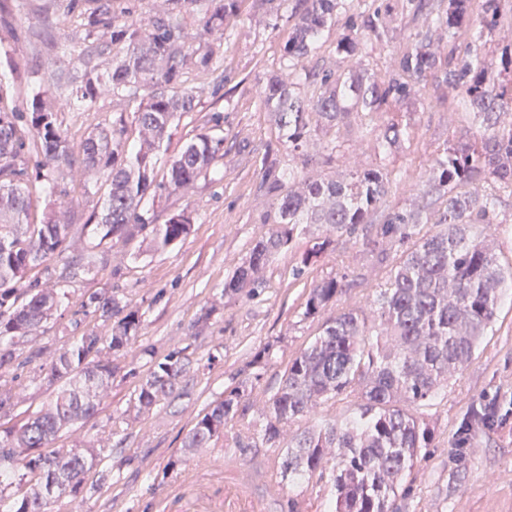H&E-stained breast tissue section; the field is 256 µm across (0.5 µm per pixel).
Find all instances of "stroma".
Here are the masks:
<instances>
[{"instance_id":"35a3bbf8","label":"stroma","mask_w":512,"mask_h":512,"mask_svg":"<svg viewBox=\"0 0 512 512\" xmlns=\"http://www.w3.org/2000/svg\"><path fill=\"white\" fill-rule=\"evenodd\" d=\"M390 31L387 38L361 41L362 63L378 81L395 75V58L409 49L423 17L412 16L407 0H378ZM98 0H0V111L29 112L30 92L43 88L47 105L71 148L92 132L111 127L113 119L131 117L133 105L113 93L106 76L116 52L112 29L100 27L82 57L66 49L81 42L83 24ZM289 8L256 9L239 0L237 11L221 29H207L198 5L183 10L180 22L192 48L213 50L208 70L188 67L184 86L196 93L194 111L181 115L162 145L157 175H165L176 157L198 134L223 137L224 154L205 175L185 190L156 204V221L186 211L190 234L176 245L154 250L135 238L128 245L95 244L85 222L101 212L106 176L80 162L63 167L65 194L47 193L43 180L32 183L37 213L54 212L70 226L66 259H77L96 247L103 263L95 277L66 289L57 310L27 336L17 338L15 360L0 369V393L13 407L0 412V431L20 426L43 409L56 386L46 373L56 355L93 329L107 336L112 322L91 316L75 325L74 313L92 294L123 296L141 320L137 337L112 364L116 372L102 392L97 413L57 435L58 448L91 450L101 463L98 488L54 503L53 512H205L208 499L224 500V512H288L289 501L300 512H324L330 486L282 482L271 461L275 449L240 448L235 436L255 422L258 411L277 390L288 362L317 336L322 318H304L303 303L313 282L340 277L344 292L338 304H365L383 284L389 268L377 264L366 245L371 225L355 235L334 237L328 250L303 264L319 231L316 225L296 231L288 249L273 255L260 273L253 295L225 296L224 281L249 256L268 226L274 197L260 187L268 165H293L301 177L346 176L354 168L386 165L390 172L385 206L407 208L415 202L424 166L437 151L474 139L480 123L461 104V91L442 77L428 76L415 96L394 111L409 131L408 140L386 158L373 149V137L353 120L318 131L307 156L292 157L278 138L262 102L267 78L287 73L283 46L293 21ZM346 16L326 29L317 49L304 58L297 90L312 98L309 76L343 71L336 42L347 31ZM91 68L101 76L96 109L73 105L70 90L59 87V72ZM497 223L491 243L503 266H512V191L497 190ZM303 275H296V268ZM269 349L266 367L253 363ZM190 359L172 397L141 410L136 390L153 361L172 351ZM245 386L239 412L210 447L186 451L183 441L198 418L225 391ZM424 416L435 431V447L407 474V493L395 512H512V288L505 289L492 330L473 359L448 381Z\"/></svg>"}]
</instances>
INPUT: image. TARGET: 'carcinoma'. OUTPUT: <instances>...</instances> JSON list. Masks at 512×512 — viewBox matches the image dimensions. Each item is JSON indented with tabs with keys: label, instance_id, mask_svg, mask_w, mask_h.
Listing matches in <instances>:
<instances>
[{
	"label": "carcinoma",
	"instance_id": "obj_1",
	"mask_svg": "<svg viewBox=\"0 0 512 512\" xmlns=\"http://www.w3.org/2000/svg\"><path fill=\"white\" fill-rule=\"evenodd\" d=\"M195 0H172L164 17L143 25L136 21L112 23L105 7L87 17L84 40L96 28L112 23V43L122 45V57L112 65V91L137 102L133 122L140 139L136 150L127 145V123L119 118L112 128L86 138L80 145L82 163L106 168L107 192L102 213L90 234L103 242L127 243L143 234L156 250L184 239L191 222L184 214L156 224L146 216L147 196L162 198L193 183L224 155V138L198 135L172 160L166 178L156 176L157 152L174 121L195 108L196 96L181 85L183 70L193 63L210 66L214 51L186 48L178 8ZM237 0H207L204 24L221 28L235 10ZM503 0H483L474 15L469 0H448V9L431 18L435 29H448L453 38L468 34L455 57L441 61L428 35H414L412 46L395 59V77L386 83L370 75L356 58L358 42L344 36L337 50L348 59L347 71H325L317 96L305 100L294 89L291 74L315 48L325 28L351 10L353 0H296L294 24L284 52L289 77L274 78L264 86L262 98L279 139L288 154L303 156L312 127L333 128L356 116H383L406 99L415 87L435 73L462 91L463 102L480 120L477 141L445 148L433 158L418 184L419 200L407 209L385 210L389 190L383 166L364 169L348 180H298L295 170L271 164L263 185L276 196L267 232L249 258L224 282V294L235 296L259 287V271L292 242L302 224L322 229L302 260L324 252L331 237L351 236L361 224H376L371 253L375 261L391 264L386 282L370 304L336 310L322 324L318 336L288 362L281 383L258 413L260 430L237 436L279 452L274 468L284 480L324 478L331 471V512H393L392 502L407 472L421 452L435 447L434 429L419 412L432 405L448 379L472 359L480 338L495 322L503 289L512 283V266L503 267L486 239L474 229L497 223L496 198L480 189L490 184L512 191V42L499 57L484 52L485 36L498 26ZM349 30L381 38L388 26L376 8L350 16ZM99 77L88 72L76 86L79 106L90 109L96 100ZM143 85L154 88L137 101ZM406 130L394 119L383 122L375 135L378 155L385 157L399 145ZM36 156V175L49 187H58L55 171L71 161L72 152L57 125V115L36 93L32 112L0 111V339L22 337L47 320L61 293L35 290L29 272L48 259L62 256L70 225L47 215L31 221L32 196L27 158ZM299 182L283 191L286 183ZM430 224L434 231L421 232ZM98 255L87 250L78 260H65L58 283L94 273ZM343 293L337 278L312 285L303 315L316 317ZM114 319L112 334L89 331L63 349L51 363L47 378L60 383L55 398L17 429L0 437V485L12 484L16 463L37 481L33 496H0V512H49V505L84 491L99 458L74 449L60 455L51 449L57 434L69 425L95 415L99 390L108 385L114 369L110 360H94L104 351L123 350L140 328L138 311L115 295H92L81 302L76 315ZM189 361L173 351L154 364L137 389V403L158 405L175 391ZM245 388L239 386L210 405L184 441V448H208L234 418ZM341 396L352 398L355 411L342 422L307 427L287 438L286 428L307 419L318 406Z\"/></svg>",
	"mask_w": 512,
	"mask_h": 512
}]
</instances>
